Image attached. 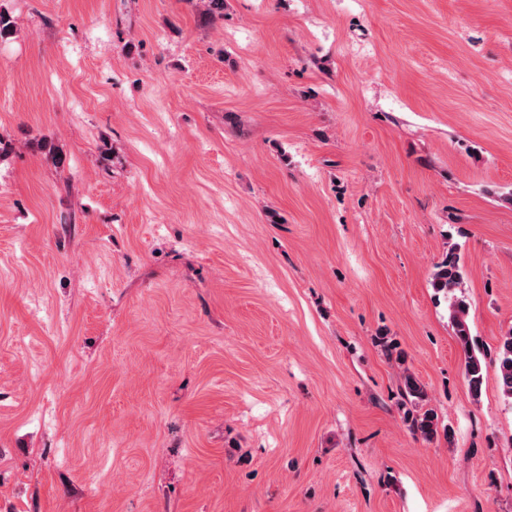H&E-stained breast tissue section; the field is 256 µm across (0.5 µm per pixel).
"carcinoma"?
I'll use <instances>...</instances> for the list:
<instances>
[{"mask_svg": "<svg viewBox=\"0 0 512 512\" xmlns=\"http://www.w3.org/2000/svg\"><path fill=\"white\" fill-rule=\"evenodd\" d=\"M432 287L436 292L449 297L455 336L464 355V376L470 390L477 396L482 390L486 366L475 353V344L467 323L468 305L463 292L464 278L454 257H448L447 261L437 266ZM496 373L503 396L512 400V332L501 339ZM400 394L403 419L409 430L425 441L434 440L438 434V416L433 409L427 407L428 394L425 386L406 369L403 370Z\"/></svg>", "mask_w": 512, "mask_h": 512, "instance_id": "carcinoma-1", "label": "carcinoma"}]
</instances>
